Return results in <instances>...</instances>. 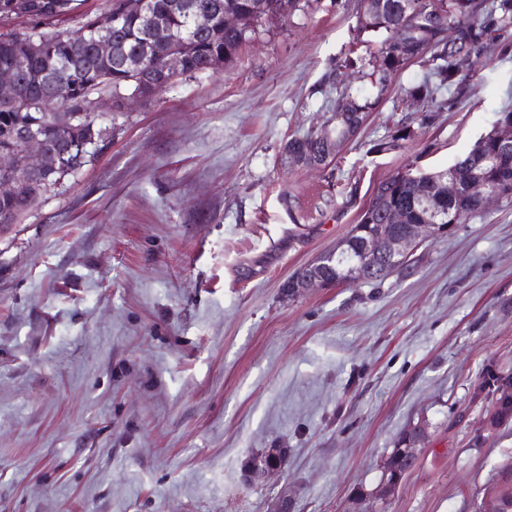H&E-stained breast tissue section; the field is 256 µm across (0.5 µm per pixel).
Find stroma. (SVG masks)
<instances>
[{
  "instance_id": "35a3bbf8",
  "label": "stroma",
  "mask_w": 512,
  "mask_h": 512,
  "mask_svg": "<svg viewBox=\"0 0 512 512\" xmlns=\"http://www.w3.org/2000/svg\"><path fill=\"white\" fill-rule=\"evenodd\" d=\"M358 9L300 0L220 70L98 113L89 162L0 233V512H349L421 421L385 512H476L512 462V425L477 440L475 395L512 375V205L384 279L284 288L380 181L447 170L512 106V47L424 125L414 64L330 165L291 166ZM275 450L287 468L252 475Z\"/></svg>"
}]
</instances>
